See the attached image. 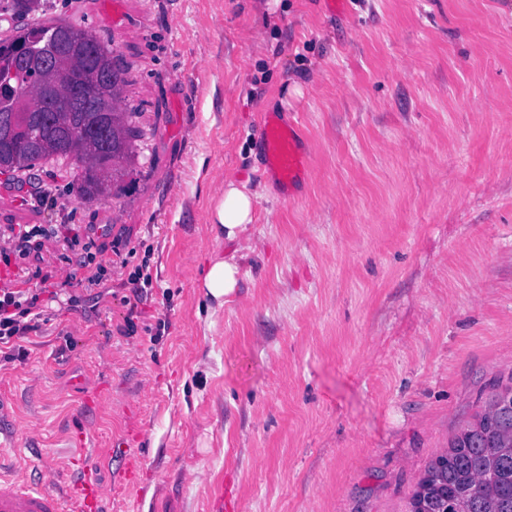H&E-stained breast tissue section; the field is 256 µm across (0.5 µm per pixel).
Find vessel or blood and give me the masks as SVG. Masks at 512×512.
<instances>
[{
    "instance_id": "b4317fda",
    "label": "vessel or blood",
    "mask_w": 512,
    "mask_h": 512,
    "mask_svg": "<svg viewBox=\"0 0 512 512\" xmlns=\"http://www.w3.org/2000/svg\"><path fill=\"white\" fill-rule=\"evenodd\" d=\"M294 128L268 122L264 129L265 153L270 170L284 184L292 183L309 166V156L300 150ZM144 464L138 450L125 451L119 471L126 485H136ZM81 477L66 483L63 476L48 469L39 482H32L26 469L0 472V512H105L108 489L81 464Z\"/></svg>"
}]
</instances>
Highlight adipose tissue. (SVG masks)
<instances>
[{"label":"adipose tissue","instance_id":"ef3b65f1","mask_svg":"<svg viewBox=\"0 0 512 512\" xmlns=\"http://www.w3.org/2000/svg\"><path fill=\"white\" fill-rule=\"evenodd\" d=\"M256 195L246 185L225 181L223 193L216 198L210 210L211 230L215 241L232 242L246 233L255 220ZM239 265L235 259L214 253L206 263L201 286L211 300L223 302L239 282Z\"/></svg>","mask_w":512,"mask_h":512}]
</instances>
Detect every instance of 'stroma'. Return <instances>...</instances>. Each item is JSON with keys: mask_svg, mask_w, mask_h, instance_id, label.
I'll list each match as a JSON object with an SVG mask.
<instances>
[{"mask_svg": "<svg viewBox=\"0 0 512 512\" xmlns=\"http://www.w3.org/2000/svg\"><path fill=\"white\" fill-rule=\"evenodd\" d=\"M44 3L117 50L141 138L92 204L66 158L0 175V225H91L105 267L88 289L81 248L28 261L76 303L0 353L9 458L34 478L91 458L109 512H211L228 486L240 512H410L512 378V0ZM288 79L301 95L273 107ZM271 113L310 156L288 195L263 170ZM228 180L258 198L220 307L200 277L232 252L209 220ZM133 446L140 483L116 486Z\"/></svg>", "mask_w": 512, "mask_h": 512, "instance_id": "stroma-1", "label": "stroma"}]
</instances>
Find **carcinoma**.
<instances>
[{
  "mask_svg": "<svg viewBox=\"0 0 512 512\" xmlns=\"http://www.w3.org/2000/svg\"><path fill=\"white\" fill-rule=\"evenodd\" d=\"M41 0H8L5 10L31 23L9 42H0V86L7 85L33 102L31 75L42 54L49 48L69 49L59 68L44 76L62 95L48 119L37 128V142L19 132L8 143L0 140V173L23 166L29 170L60 157L76 164L72 185L78 198L91 203L110 191L101 187L97 172L112 171L117 177L133 153L140 131L132 113L120 108L112 114L83 112L77 100L85 93L75 71L85 63L83 44L93 43L95 69L112 73V86L121 90L127 83L126 71L114 51L87 32L61 20L42 19ZM112 128V148L98 151L89 140L103 127ZM512 394V385L499 386L484 408L450 440L448 450L431 461L418 482L411 512H512V414L499 408V401Z\"/></svg>",
  "mask_w": 512,
  "mask_h": 512,
  "instance_id": "cac0c4a2",
  "label": "carcinoma"
}]
</instances>
